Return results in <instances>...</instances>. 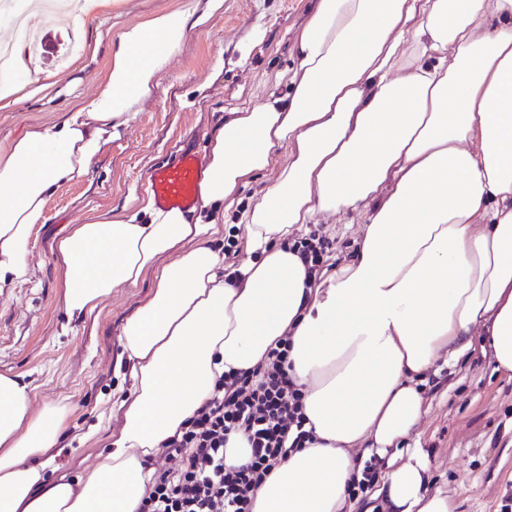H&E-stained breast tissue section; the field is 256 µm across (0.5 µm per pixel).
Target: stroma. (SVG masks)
Returning <instances> with one entry per match:
<instances>
[{
	"instance_id": "obj_1",
	"label": "stroma",
	"mask_w": 512,
	"mask_h": 512,
	"mask_svg": "<svg viewBox=\"0 0 512 512\" xmlns=\"http://www.w3.org/2000/svg\"><path fill=\"white\" fill-rule=\"evenodd\" d=\"M317 0H109L93 15L69 10L68 25L36 26L40 91L19 106L0 108V154L29 130L62 121L89 100V75H104L112 43L123 27L168 9L193 7L195 20L151 99L128 122L112 130L88 173L63 184L50 198L48 223L36 225L29 244L25 282L0 290V371L26 375L35 386V407L66 399L65 437L54 458L57 474L76 476L93 467L109 446L108 432L84 440L98 416L118 429L120 398L133 389L127 369L116 366L124 321L145 299L153 282L145 274L134 287L113 290L98 318L68 321L63 307L64 267L55 242L67 228L95 212L120 211L147 197L152 168L179 148L205 151L231 109L283 95L295 68L293 42ZM275 176L269 170L225 207L229 232L210 236L224 252L225 266L239 265L247 233L245 207L254 205ZM364 228L360 213L342 223L314 213L294 239L328 241L324 266L349 258ZM481 337L454 361L440 360L418 378L425 415L407 445L430 453L432 485L449 494L456 512H512V375L495 369Z\"/></svg>"
}]
</instances>
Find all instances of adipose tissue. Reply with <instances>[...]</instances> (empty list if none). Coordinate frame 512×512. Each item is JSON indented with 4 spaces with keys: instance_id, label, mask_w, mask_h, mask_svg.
I'll return each mask as SVG.
<instances>
[{
    "instance_id": "ef3b65f1",
    "label": "adipose tissue",
    "mask_w": 512,
    "mask_h": 512,
    "mask_svg": "<svg viewBox=\"0 0 512 512\" xmlns=\"http://www.w3.org/2000/svg\"><path fill=\"white\" fill-rule=\"evenodd\" d=\"M189 18L175 8L123 28L94 97L0 156V289L25 280L49 198L151 96ZM296 42L286 96L230 112L207 145L202 208L276 171L244 215L233 279L207 240L218 216L149 198L57 239L68 317L97 316L153 273L120 336L134 389L97 464L53 477L68 404L34 410L31 381L0 372V512H138L161 444L222 373L253 371L285 337L317 441L275 467L252 512H345L361 449L387 460L389 512H453L429 488L428 453L405 442L424 414L415 375L469 349L477 328L512 373V0H318ZM356 210L366 228L351 257L308 274L288 236L313 212Z\"/></svg>"
}]
</instances>
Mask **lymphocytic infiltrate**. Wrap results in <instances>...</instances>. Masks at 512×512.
<instances>
[{"label": "lymphocytic infiltrate", "instance_id": "lymphocytic-infiltrate-1", "mask_svg": "<svg viewBox=\"0 0 512 512\" xmlns=\"http://www.w3.org/2000/svg\"><path fill=\"white\" fill-rule=\"evenodd\" d=\"M289 345L280 341L253 372L219 376L214 392L182 433L164 444L138 512H251V492L289 452L313 442L304 393L289 377ZM243 432L248 461L225 468L231 432Z\"/></svg>", "mask_w": 512, "mask_h": 512}]
</instances>
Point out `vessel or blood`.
I'll use <instances>...</instances> for the list:
<instances>
[{"mask_svg": "<svg viewBox=\"0 0 512 512\" xmlns=\"http://www.w3.org/2000/svg\"><path fill=\"white\" fill-rule=\"evenodd\" d=\"M203 167L197 152H175L165 164L154 168L148 179L149 190L160 206L190 209L200 202L199 186Z\"/></svg>", "mask_w": 512, "mask_h": 512, "instance_id": "1", "label": "vessel or blood"}]
</instances>
